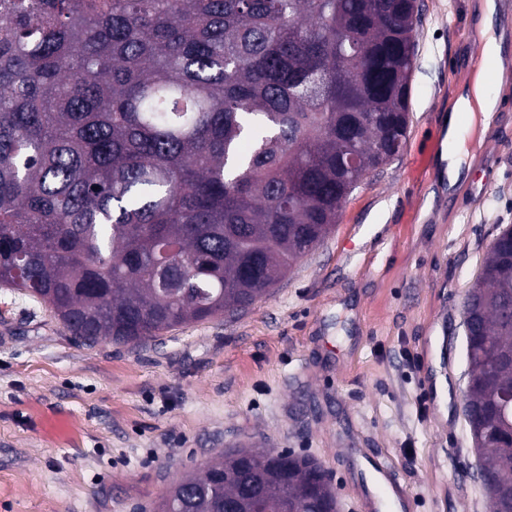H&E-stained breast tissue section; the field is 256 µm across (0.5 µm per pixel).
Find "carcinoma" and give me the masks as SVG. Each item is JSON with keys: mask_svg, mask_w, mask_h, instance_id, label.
Here are the masks:
<instances>
[{"mask_svg": "<svg viewBox=\"0 0 512 512\" xmlns=\"http://www.w3.org/2000/svg\"><path fill=\"white\" fill-rule=\"evenodd\" d=\"M419 22L418 0H0V287L84 345L247 309L403 150ZM464 304L478 480L512 512L508 232ZM319 470L231 448L158 512H322Z\"/></svg>", "mask_w": 512, "mask_h": 512, "instance_id": "cac0c4a2", "label": "carcinoma"}]
</instances>
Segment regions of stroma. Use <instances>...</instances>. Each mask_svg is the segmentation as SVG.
<instances>
[{"mask_svg":"<svg viewBox=\"0 0 512 512\" xmlns=\"http://www.w3.org/2000/svg\"><path fill=\"white\" fill-rule=\"evenodd\" d=\"M410 127L330 235L248 310L88 347L0 288V512H156L227 449H288L327 471L340 512H488L463 413L465 293L512 226V112L474 145L457 195L440 153L469 84L473 0H420Z\"/></svg>","mask_w":512,"mask_h":512,"instance_id":"obj_1","label":"stroma"}]
</instances>
